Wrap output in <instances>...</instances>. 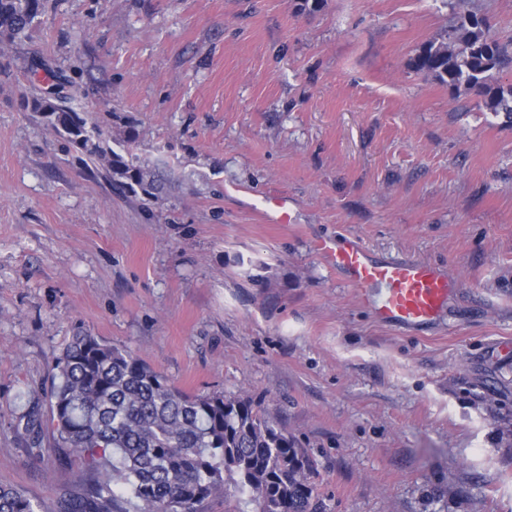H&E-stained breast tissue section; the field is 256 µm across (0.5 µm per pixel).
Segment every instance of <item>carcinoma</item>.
Instances as JSON below:
<instances>
[{"label":"carcinoma","instance_id":"carcinoma-1","mask_svg":"<svg viewBox=\"0 0 512 512\" xmlns=\"http://www.w3.org/2000/svg\"><path fill=\"white\" fill-rule=\"evenodd\" d=\"M44 0H0V38L14 39L41 16ZM413 67L457 91L464 88L483 107L512 119V82L500 73L512 66V50L490 34L487 19L461 8L439 41L423 44ZM62 113L55 132L95 171L107 152L101 129L72 106L73 96L54 93ZM110 151L107 172L117 190L140 187L152 196L158 180L134 153ZM49 417L27 418L25 432L38 455L66 448L84 465L59 500L57 512H202L231 480L235 493L256 512H324L314 482L315 463L279 421L246 400L222 392L188 395L167 377L89 332H81L56 358ZM53 443L44 448L43 426ZM0 512H41L23 489L0 484Z\"/></svg>","mask_w":512,"mask_h":512}]
</instances>
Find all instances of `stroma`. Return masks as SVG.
<instances>
[{"instance_id": "stroma-1", "label": "stroma", "mask_w": 512, "mask_h": 512, "mask_svg": "<svg viewBox=\"0 0 512 512\" xmlns=\"http://www.w3.org/2000/svg\"><path fill=\"white\" fill-rule=\"evenodd\" d=\"M297 3L45 0L0 39V483L44 512L81 462L18 421L82 331L274 415L326 512H512V123L411 64L456 0ZM50 69L163 191L62 149ZM339 234L448 271L434 324L376 322L315 251ZM124 146L127 159L108 148L111 158L106 170L112 186L121 192L135 191L134 186H138L144 194L148 196L155 195L160 187L158 179H155V175L139 161L138 156L134 153L135 136H130L124 142Z\"/></svg>"}]
</instances>
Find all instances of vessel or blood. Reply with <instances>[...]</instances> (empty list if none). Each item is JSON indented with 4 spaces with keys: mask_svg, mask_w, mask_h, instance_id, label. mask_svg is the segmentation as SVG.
<instances>
[{
    "mask_svg": "<svg viewBox=\"0 0 512 512\" xmlns=\"http://www.w3.org/2000/svg\"><path fill=\"white\" fill-rule=\"evenodd\" d=\"M318 253L365 296L381 323L413 329L434 320L456 282L438 267L416 259H376L357 239H321Z\"/></svg>",
    "mask_w": 512,
    "mask_h": 512,
    "instance_id": "obj_1",
    "label": "vessel or blood"
}]
</instances>
